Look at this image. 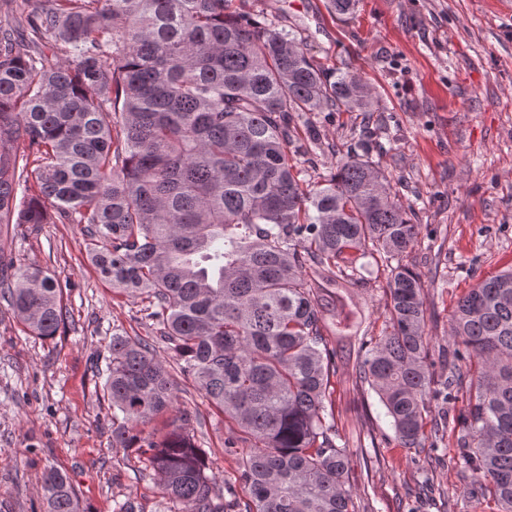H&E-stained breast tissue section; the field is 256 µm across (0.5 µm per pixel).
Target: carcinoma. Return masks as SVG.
<instances>
[{"label":"carcinoma","instance_id":"1","mask_svg":"<svg viewBox=\"0 0 512 512\" xmlns=\"http://www.w3.org/2000/svg\"><path fill=\"white\" fill-rule=\"evenodd\" d=\"M4 2L16 26L0 29V230L87 225L99 277L149 301L180 372L251 442L238 463L248 500L216 493L185 427L160 440L137 430L176 388L146 341L112 335V447L145 456L160 512H355L324 330L352 344L347 298L376 269L382 330L346 361L391 419L381 443L410 451L442 426L456 432L469 493L512 512V269L458 299L454 348L435 361L422 278L400 260L420 225L369 142L322 182L298 165L320 140L302 113L372 111L361 80L233 0ZM64 288L0 254V298L31 335H57ZM466 380L474 391L457 414ZM432 397L447 406L441 426ZM40 481L44 512H83L67 473Z\"/></svg>","mask_w":512,"mask_h":512}]
</instances>
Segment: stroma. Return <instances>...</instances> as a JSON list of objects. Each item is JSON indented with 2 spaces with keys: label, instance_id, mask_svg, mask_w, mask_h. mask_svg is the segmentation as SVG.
Masks as SVG:
<instances>
[{
  "label": "stroma",
  "instance_id": "35a3bbf8",
  "mask_svg": "<svg viewBox=\"0 0 512 512\" xmlns=\"http://www.w3.org/2000/svg\"><path fill=\"white\" fill-rule=\"evenodd\" d=\"M256 18H279L309 55L348 70L377 94L364 112H309L321 142L299 159L312 179L330 174L361 139L420 232L403 264L422 275L432 352L448 345L459 297L512 266V12L497 0H359L349 17L326 0H235ZM15 266L35 265L66 282L67 323L51 339L30 335L0 300V512H38L44 468L66 471L86 512H112L133 499L159 512L154 471L135 449L112 445V406L103 386L114 333L153 343L177 399L149 427L188 418L208 472L237 485L246 442L150 328L148 304L101 280L86 257L81 224L12 227ZM386 280L354 289L358 333L377 335ZM336 426L352 453L350 485L359 512H499L471 497L469 474L451 456L454 435L417 451L373 447L392 428L377 395L351 365L330 378Z\"/></svg>",
  "mask_w": 512,
  "mask_h": 512
}]
</instances>
